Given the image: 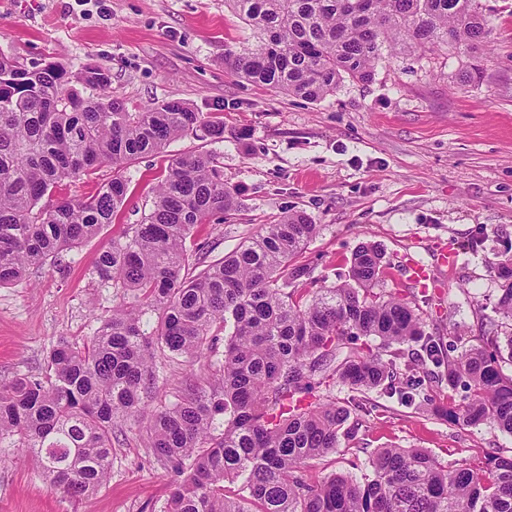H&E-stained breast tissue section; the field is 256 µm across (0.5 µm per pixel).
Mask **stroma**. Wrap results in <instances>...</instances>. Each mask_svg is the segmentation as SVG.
I'll return each instance as SVG.
<instances>
[{"label": "stroma", "instance_id": "35a3bbf8", "mask_svg": "<svg viewBox=\"0 0 512 512\" xmlns=\"http://www.w3.org/2000/svg\"><path fill=\"white\" fill-rule=\"evenodd\" d=\"M491 20L481 81L452 47L385 60L371 83L344 82L318 102L276 92L224 67L227 50L254 46L245 22L224 0H0V54L25 67L93 65L111 76L108 92L133 105L180 100L220 117L224 139L195 134L128 167L127 202L114 223L26 279L0 288V384L45 372L60 341L80 343L112 316L119 298L96 266L114 235L149 211L173 156L214 154L242 211L201 224L216 240L212 259L236 249L261 224L302 211L320 232L300 257L327 284L341 282L355 248L378 245L392 264L389 289L414 299L429 334L453 340L449 323L479 335L495 318L497 255L512 254V0H481ZM458 255L454 268L436 254ZM418 263L436 281L421 288ZM340 405L361 400L352 433L316 461L312 475L367 474L370 450L424 448L448 464L485 454L512 455V434L492 422L465 426L377 393L337 383L319 388ZM112 449L107 483L95 494L50 490L35 462L0 445V512H165L171 475L130 423Z\"/></svg>", "mask_w": 512, "mask_h": 512}]
</instances>
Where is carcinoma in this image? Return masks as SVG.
<instances>
[{
	"mask_svg": "<svg viewBox=\"0 0 512 512\" xmlns=\"http://www.w3.org/2000/svg\"><path fill=\"white\" fill-rule=\"evenodd\" d=\"M256 34L255 47L228 51L236 76L311 102L344 82L368 83L378 63L452 46L472 58L490 20L480 0H225ZM93 91L83 96L74 84ZM97 66L72 74L48 62L29 68L0 56V287L26 278L95 237L123 208L125 171L188 133L224 139V121L180 101L135 107L107 94ZM103 163L112 179L54 207L41 200ZM238 191L208 152L171 159L153 205L102 253L98 276L120 302L81 345L62 341L45 374L0 386V444L22 448L53 490L91 493L107 482L112 445L158 392L155 353L189 368L224 342L217 383L189 376L175 403L150 414L152 454L173 477L167 512H512V456L475 465L441 463L424 448H376L371 475L311 479L313 462L336 452L351 410L310 401L330 379L409 405L427 401L418 370L467 394L439 410L467 426L487 420L512 434V256L494 325L480 344L458 349L425 333L413 301L383 288L390 263L360 244L345 280L308 290L298 261L320 225L302 211L263 224L224 258L195 228L240 210ZM203 265L185 274L191 261ZM159 312L156 325L145 310ZM223 419H218V416ZM241 481L234 497L224 482Z\"/></svg>",
	"mask_w": 512,
	"mask_h": 512,
	"instance_id": "cac0c4a2",
	"label": "carcinoma"
}]
</instances>
